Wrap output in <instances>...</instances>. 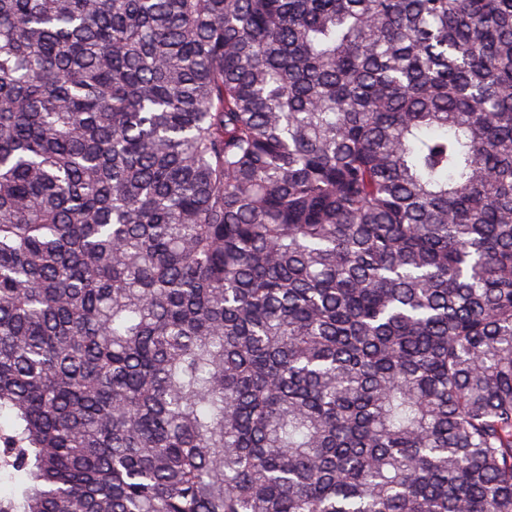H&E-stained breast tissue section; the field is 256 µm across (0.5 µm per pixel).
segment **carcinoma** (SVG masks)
<instances>
[{
  "label": "carcinoma",
  "mask_w": 512,
  "mask_h": 512,
  "mask_svg": "<svg viewBox=\"0 0 512 512\" xmlns=\"http://www.w3.org/2000/svg\"><path fill=\"white\" fill-rule=\"evenodd\" d=\"M0 512H512V0H0Z\"/></svg>",
  "instance_id": "obj_1"
}]
</instances>
